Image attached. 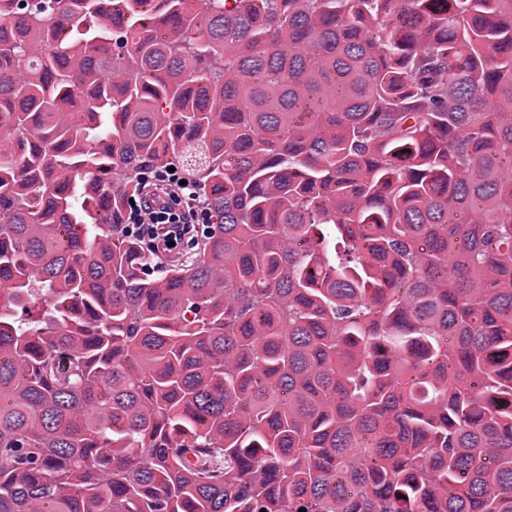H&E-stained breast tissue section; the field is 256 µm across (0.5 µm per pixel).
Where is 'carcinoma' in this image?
I'll return each mask as SVG.
<instances>
[{
	"instance_id": "1",
	"label": "carcinoma",
	"mask_w": 512,
	"mask_h": 512,
	"mask_svg": "<svg viewBox=\"0 0 512 512\" xmlns=\"http://www.w3.org/2000/svg\"><path fill=\"white\" fill-rule=\"evenodd\" d=\"M508 153L512 0H0V512H512ZM175 168L160 171L143 189L152 187L147 192L142 191L135 199V206H130L127 226L135 228L137 234L145 240L151 252L157 257L170 253L175 246H168L170 241L175 244L182 235L195 224H206V207L199 194ZM149 184L148 186H146Z\"/></svg>"
}]
</instances>
